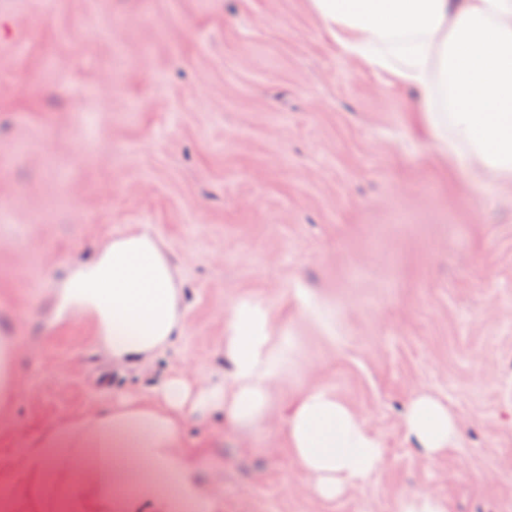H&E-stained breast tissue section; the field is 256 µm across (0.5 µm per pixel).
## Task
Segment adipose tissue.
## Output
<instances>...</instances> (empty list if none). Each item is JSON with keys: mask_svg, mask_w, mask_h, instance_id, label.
<instances>
[{"mask_svg": "<svg viewBox=\"0 0 512 512\" xmlns=\"http://www.w3.org/2000/svg\"><path fill=\"white\" fill-rule=\"evenodd\" d=\"M347 56L387 73L424 104L432 146L481 178L512 181V0H311ZM56 318L90 320L113 368L145 366L186 327L184 292L161 242L133 228L68 268ZM262 301L224 311L225 380L180 371L148 393L57 421L8 462L11 499L42 512H215L186 454L191 423L212 416L239 439L268 425L283 358ZM428 458L455 447L458 415L421 392L402 416ZM284 437L317 498L356 488L384 464L378 436L334 392L309 387L284 418Z\"/></svg>", "mask_w": 512, "mask_h": 512, "instance_id": "ef3b65f1", "label": "adipose tissue"}]
</instances>
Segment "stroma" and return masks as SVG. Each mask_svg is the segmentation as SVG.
Instances as JSON below:
<instances>
[{"mask_svg": "<svg viewBox=\"0 0 512 512\" xmlns=\"http://www.w3.org/2000/svg\"><path fill=\"white\" fill-rule=\"evenodd\" d=\"M415 94L345 57L309 0H0V336L25 389L0 460L64 418L173 370H224V310L270 309L285 372L254 439L190 448L221 512H512V184L433 150ZM142 228L186 289L184 332L113 372L91 321L55 323L64 272ZM327 297L337 338L303 316ZM335 392L384 465L333 500L297 472L283 418ZM421 391L461 420L426 460L401 415Z\"/></svg>", "mask_w": 512, "mask_h": 512, "instance_id": "1", "label": "stroma"}]
</instances>
